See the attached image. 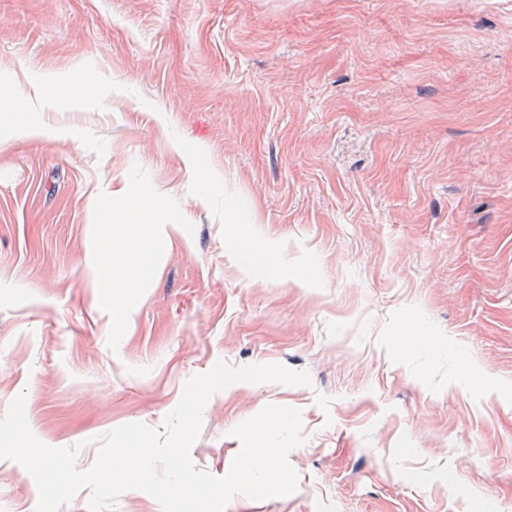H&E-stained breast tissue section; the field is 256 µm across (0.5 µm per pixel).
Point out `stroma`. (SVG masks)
I'll use <instances>...</instances> for the list:
<instances>
[{
  "mask_svg": "<svg viewBox=\"0 0 512 512\" xmlns=\"http://www.w3.org/2000/svg\"><path fill=\"white\" fill-rule=\"evenodd\" d=\"M89 71L0 147V415L26 394L84 471L194 375L281 364L310 385L231 383L191 458L294 408L297 489L226 512H512V0H0V96ZM110 202L157 226L118 309ZM37 503L0 460V512Z\"/></svg>",
  "mask_w": 512,
  "mask_h": 512,
  "instance_id": "obj_1",
  "label": "stroma"
}]
</instances>
